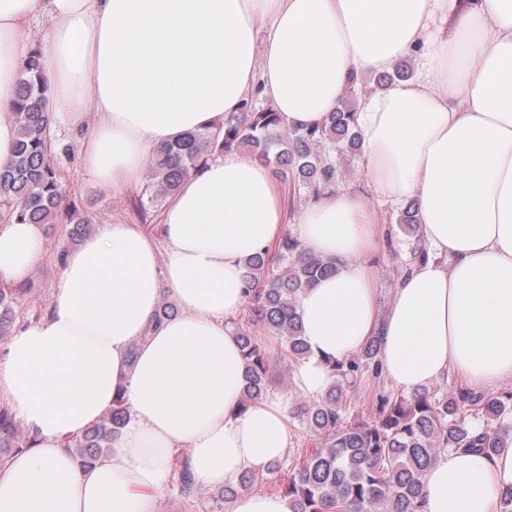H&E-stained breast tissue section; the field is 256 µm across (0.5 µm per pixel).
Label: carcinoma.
<instances>
[{
	"label": "carcinoma",
	"mask_w": 512,
	"mask_h": 512,
	"mask_svg": "<svg viewBox=\"0 0 512 512\" xmlns=\"http://www.w3.org/2000/svg\"><path fill=\"white\" fill-rule=\"evenodd\" d=\"M412 75L409 60H399L393 71L374 77L378 86ZM355 90L336 111L314 128H286L271 108L257 109L252 99L241 111L224 116L210 127L154 151L147 181L151 200L172 194L182 178L220 148L249 149L265 158L271 147L276 174L293 194L309 199L335 184L341 174L332 155H356L360 138L354 131ZM18 131L11 163L0 170V206L20 223L51 227L63 221L82 235L86 220L67 205L68 186L54 167L47 139L50 110L41 75L39 50L33 49L20 67L12 107ZM246 282L250 309L282 340L288 360L300 362L310 354L302 336L297 301L304 289L330 275L335 263L300 249L297 239L284 236L274 248L251 258ZM14 295L0 288V339L11 335ZM244 352L247 386L242 409L266 395L271 360L250 334L235 333ZM329 367L335 380L319 401L300 407V417L313 434L315 447L297 453L286 482L277 493L288 498L291 512H418L421 482L441 448H468L491 455L512 436V389L500 392L450 390L438 397L426 390L409 395H382L374 417L344 424L349 408L347 390L364 371L379 372L378 343L372 339L358 353ZM481 415L486 426L470 424ZM129 417L123 396L112 401V411L63 446L82 467L95 464L112 449V440ZM33 437H20L15 420L0 406V457L32 448ZM173 469L181 495L195 493V480L186 462L175 458Z\"/></svg>",
	"instance_id": "1"
}]
</instances>
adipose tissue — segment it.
Wrapping results in <instances>:
<instances>
[{"instance_id": "1", "label": "adipose tissue", "mask_w": 512, "mask_h": 512, "mask_svg": "<svg viewBox=\"0 0 512 512\" xmlns=\"http://www.w3.org/2000/svg\"><path fill=\"white\" fill-rule=\"evenodd\" d=\"M45 15L54 117L80 131L82 169L115 191L139 186L155 146L249 97L308 128L358 77L365 175L381 207L413 201L429 258L380 309L378 209L345 189L308 202L300 243L336 270L298 299L310 349L298 387L322 395L329 361L372 338L408 393L451 373L473 390L512 378V0H0V168L30 23ZM403 58L417 62L409 80L368 82ZM286 212L265 161L219 151L167 197L160 234L117 220L64 254L46 313L0 362V400L37 438L0 463V512H155L174 449L213 485L285 455L287 405L239 408L245 362L225 321L245 304L246 260L278 244ZM44 250L43 225L0 223V283L24 287ZM165 291L180 312L160 321ZM119 394L129 420L108 458L80 468L63 441ZM510 489L512 437L490 456L451 449L425 475L421 512H498Z\"/></svg>"}]
</instances>
